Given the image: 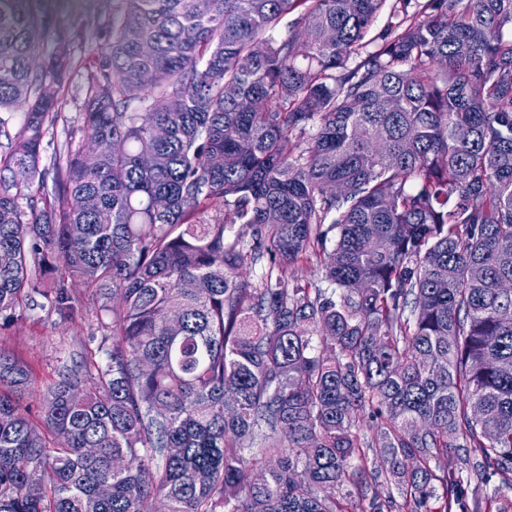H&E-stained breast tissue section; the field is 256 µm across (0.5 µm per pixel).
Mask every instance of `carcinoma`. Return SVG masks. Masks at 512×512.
<instances>
[{"label":"carcinoma","instance_id":"1","mask_svg":"<svg viewBox=\"0 0 512 512\" xmlns=\"http://www.w3.org/2000/svg\"><path fill=\"white\" fill-rule=\"evenodd\" d=\"M48 24L0 0V317L79 283L112 349L35 416L0 349V512H448L450 452L512 489V0H119L108 149L51 185Z\"/></svg>","mask_w":512,"mask_h":512}]
</instances>
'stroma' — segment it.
Returning a JSON list of instances; mask_svg holds the SVG:
<instances>
[{
	"instance_id": "obj_1",
	"label": "stroma",
	"mask_w": 512,
	"mask_h": 512,
	"mask_svg": "<svg viewBox=\"0 0 512 512\" xmlns=\"http://www.w3.org/2000/svg\"><path fill=\"white\" fill-rule=\"evenodd\" d=\"M115 7L116 0H52L46 7L53 23L43 34L44 50L65 41L77 59L95 57ZM83 83L84 72L76 68L57 90L62 118L46 134L42 167L52 168L56 153L65 143L77 146L87 141L80 93ZM71 295L74 306L71 319L61 318L50 302L38 295L33 307L18 310L11 322L0 323V348L13 353L33 372L34 384L27 399L30 406H37L41 390L54 380L62 365L78 360L87 351L98 362L106 360L99 301L78 284L73 286Z\"/></svg>"
}]
</instances>
